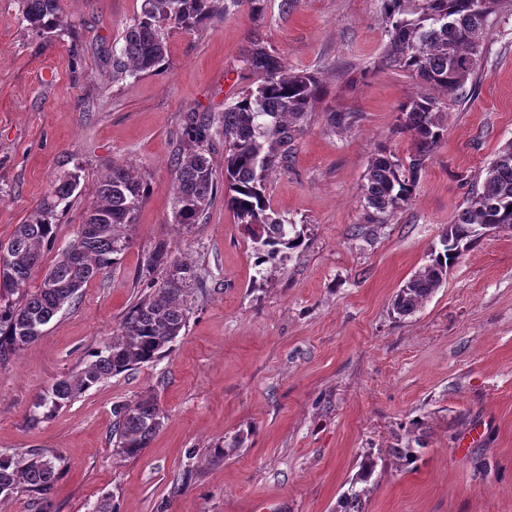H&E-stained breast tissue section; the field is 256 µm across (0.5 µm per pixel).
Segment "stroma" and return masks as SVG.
I'll return each mask as SVG.
<instances>
[{"instance_id":"stroma-1","label":"stroma","mask_w":512,"mask_h":512,"mask_svg":"<svg viewBox=\"0 0 512 512\" xmlns=\"http://www.w3.org/2000/svg\"><path fill=\"white\" fill-rule=\"evenodd\" d=\"M142 4L60 0L63 25L43 38L21 22L20 0H0V242L63 174L80 182L58 221L62 245L113 164L149 185L120 264L0 363V453L62 456L50 512H93L105 496L118 512H336L367 451L380 459L365 512H512V233L464 252L414 314L392 310L512 141V11L492 20L415 198L368 224L367 164L381 145L408 159L398 106L422 90L407 72L372 68L388 40L380 0H294L286 12L265 0L258 19L241 11L169 29L161 71L113 79ZM256 31L325 89L268 189L304 242L264 277L226 191L200 223L175 224L172 213L185 115L220 116L252 85L243 54ZM331 110L350 115L333 133ZM160 242L197 275L170 351L31 425L37 400L117 333ZM146 392L164 425L140 456L121 458L112 408ZM238 435L240 448L212 458ZM406 446L419 451L415 466L389 454Z\"/></svg>"}]
</instances>
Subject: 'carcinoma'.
I'll use <instances>...</instances> for the list:
<instances>
[{"label":"carcinoma","instance_id":"cac0c4a2","mask_svg":"<svg viewBox=\"0 0 512 512\" xmlns=\"http://www.w3.org/2000/svg\"><path fill=\"white\" fill-rule=\"evenodd\" d=\"M22 18L39 36L62 26L60 0H22ZM262 0H144L141 14L124 32L119 56L112 58L115 78L159 70L168 52L171 27L196 30L216 13L246 7L262 14ZM388 41L377 67L410 73L433 93L410 97L398 108L399 130L408 134L414 151L404 163L378 149L371 157L361 198L366 222L381 224L413 200L419 172L441 143L448 127V99L458 95L474 75L489 35V19L508 10L512 0H380ZM256 86L244 90L224 108V186L228 204L254 244L256 265L265 273L278 268L283 255L299 249L303 230L272 210L267 198L270 175L283 167L294 142L304 132L308 116L324 95L321 78L295 71L263 39L251 37L244 53ZM214 119L191 112L185 119L186 142L175 160L174 223H199L218 189L219 173L212 157ZM76 172L60 176L7 243L9 260L0 264V362L36 342L66 304L75 302L84 285L115 268L129 248L130 229L147 193V183L124 164H114L98 185L96 200L87 208L82 228L61 250L59 207L69 206L76 190ZM512 142L484 169L481 188L467 199L455 223L440 238L441 249L398 290L393 309L400 316L418 311L448 276V243L468 250L481 239L477 231L489 224H511ZM57 251L39 288L13 302L42 265L46 253ZM151 268L167 270L160 282L146 286L103 348L91 352L73 376L56 382L34 405L30 422L52 418L89 389L125 371L156 362L186 327L195 272L186 261L173 259L168 244L158 243L147 258ZM114 451L134 458L161 430L165 415L152 394L113 407ZM377 458L363 456L359 470L341 496L337 512H364L365 498L374 491ZM61 475V456L34 452L26 456L0 454V505L19 492L48 496Z\"/></svg>","mask_w":512,"mask_h":512}]
</instances>
